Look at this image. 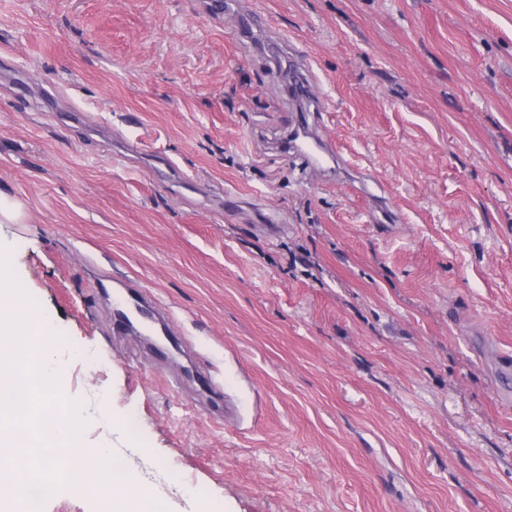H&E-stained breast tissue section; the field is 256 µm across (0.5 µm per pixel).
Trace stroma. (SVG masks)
Returning <instances> with one entry per match:
<instances>
[{"instance_id":"stroma-1","label":"stroma","mask_w":512,"mask_h":512,"mask_svg":"<svg viewBox=\"0 0 512 512\" xmlns=\"http://www.w3.org/2000/svg\"><path fill=\"white\" fill-rule=\"evenodd\" d=\"M254 12L349 172L285 148ZM0 56V253L98 365L86 447L164 512H512V0H0ZM126 286H121L119 290L125 292L115 294L113 301L114 307L117 308L118 311H121L127 305H131L133 309L136 308L141 312L143 318H141L144 322H148L150 325L157 321V313L156 310L159 306L151 299L147 297L140 298L137 295L130 293Z\"/></svg>"}]
</instances>
